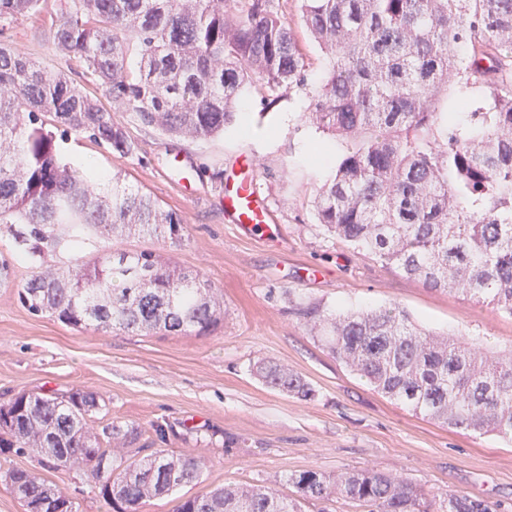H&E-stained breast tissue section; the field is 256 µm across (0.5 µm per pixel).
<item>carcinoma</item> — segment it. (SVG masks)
Returning a JSON list of instances; mask_svg holds the SVG:
<instances>
[{"label": "carcinoma", "instance_id": "carcinoma-1", "mask_svg": "<svg viewBox=\"0 0 512 512\" xmlns=\"http://www.w3.org/2000/svg\"><path fill=\"white\" fill-rule=\"evenodd\" d=\"M63 0L57 48L82 62L119 108L147 127L206 139L232 124L241 89L273 93L305 85V55L274 0ZM310 40L329 59L312 91L318 127L346 144L316 200L318 223L386 266L432 288L459 286L512 316V0H297ZM41 0H0V23L35 14ZM469 52L457 54L455 46ZM462 89L492 88L486 105L435 110L449 78ZM0 227L21 257L43 266L55 253L81 256L80 272H35L18 290L33 314L79 327L204 334L218 324L215 288L198 273L165 268L151 250L105 240L107 227L158 242L182 238L179 215L112 176L97 194L89 172L64 162L44 117L120 155L135 143L112 112L58 72L0 46ZM328 335L332 352L379 392L424 417L512 442V356L457 335L416 326L399 307L352 314L302 312ZM265 384L307 399L300 375L260 361ZM79 388L67 397L22 392L0 414V452L31 451L46 469L91 468L112 512H137L194 481L201 462L159 448L136 459L124 449L134 426L110 422ZM25 512L51 487L11 470ZM294 495L227 484L188 497L176 512H301V501L335 495L363 512H497L466 494L430 500L412 482L363 469L288 479Z\"/></svg>", "mask_w": 512, "mask_h": 512}]
</instances>
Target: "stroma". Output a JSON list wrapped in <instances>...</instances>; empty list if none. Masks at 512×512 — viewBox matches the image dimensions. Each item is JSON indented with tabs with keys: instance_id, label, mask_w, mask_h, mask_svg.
I'll list each match as a JSON object with an SVG mask.
<instances>
[{
	"instance_id": "35a3bbf8",
	"label": "stroma",
	"mask_w": 512,
	"mask_h": 512,
	"mask_svg": "<svg viewBox=\"0 0 512 512\" xmlns=\"http://www.w3.org/2000/svg\"><path fill=\"white\" fill-rule=\"evenodd\" d=\"M59 4L42 0L36 14L0 25V44L47 72L65 73L82 94L112 109L136 145L134 154L113 153L73 131L58 143L62 157H80L105 175H119L177 212L186 226L178 243L119 235L114 241L153 250L165 264L204 276L224 315L203 336L73 328L47 314L32 315L17 296L31 266L20 260L11 237L0 234V264L8 266L0 277V403L23 391L93 392L108 420L139 428L141 438L130 449L139 458L161 445L154 425L166 428V449L190 453L202 470L195 481L145 501L140 512H175L180 499L227 484L289 494V478L302 471L333 476L367 467L406 477L432 497L461 492L512 512L511 443L448 427L378 393L329 352L300 314L314 305L333 314L395 305L430 331L512 351V316L406 277L318 223L314 202L345 145L307 117L310 89L328 61L310 42L296 0H281L279 9L305 47V85L280 89L269 109L261 90L245 86L235 125L208 139L145 127L133 113L113 107L82 65L57 50ZM241 122L249 124V137H239ZM274 127L279 134L272 138ZM321 149L326 157L316 158ZM249 177L273 215L263 234L243 231L224 213L225 191ZM262 360L302 376L314 397L303 400L266 385L255 373ZM12 468L60 488L75 512H111L87 471H49L32 453H0V472Z\"/></svg>"
}]
</instances>
